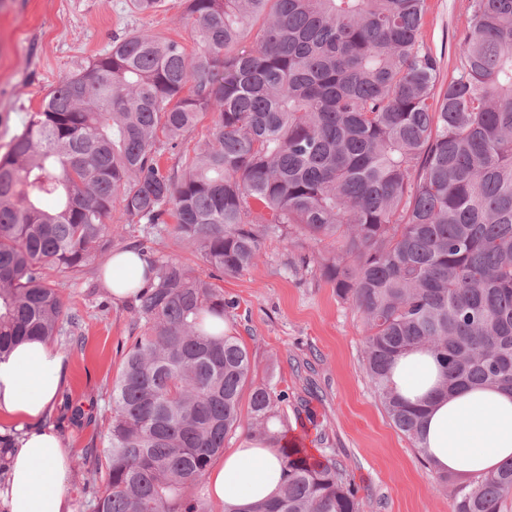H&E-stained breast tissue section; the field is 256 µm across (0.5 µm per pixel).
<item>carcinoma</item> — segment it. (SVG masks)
I'll list each match as a JSON object with an SVG mask.
<instances>
[{"instance_id": "cac0c4a2", "label": "carcinoma", "mask_w": 512, "mask_h": 512, "mask_svg": "<svg viewBox=\"0 0 512 512\" xmlns=\"http://www.w3.org/2000/svg\"><path fill=\"white\" fill-rule=\"evenodd\" d=\"M199 50L132 34L61 79L0 157V361L62 331L67 279L110 242L114 204L171 230L212 272L148 256L134 297L145 334L112 385L95 512H211L201 493L226 437L270 434L286 395L213 323L236 308L218 282L264 240L336 244L321 278L361 313L365 369L419 454L425 409L391 386L416 348L444 388L512 390V0H471L441 79L421 39L427 0H185ZM212 127L170 167L201 114ZM54 270L57 279L47 281ZM281 495L227 512H359L329 458L283 443ZM451 486L452 512H507L512 459Z\"/></svg>"}]
</instances>
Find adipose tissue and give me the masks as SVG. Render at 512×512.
<instances>
[{"instance_id":"obj_1","label":"adipose tissue","mask_w":512,"mask_h":512,"mask_svg":"<svg viewBox=\"0 0 512 512\" xmlns=\"http://www.w3.org/2000/svg\"><path fill=\"white\" fill-rule=\"evenodd\" d=\"M145 263L130 252L114 254L103 273L113 298L125 300L146 286ZM63 357L48 343L18 346L0 362V412L37 421L55 399ZM394 389L426 409L422 446L430 467L469 481L512 458V392L470 386L443 391V368L435 355L416 349L391 370ZM11 478L0 491L9 512H75L65 491L69 459L59 437L36 429L11 455ZM284 461L269 440L246 438L225 453L207 475L212 496L223 506L269 500L282 487Z\"/></svg>"}]
</instances>
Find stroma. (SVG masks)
Listing matches in <instances>:
<instances>
[{"mask_svg": "<svg viewBox=\"0 0 512 512\" xmlns=\"http://www.w3.org/2000/svg\"><path fill=\"white\" fill-rule=\"evenodd\" d=\"M468 4L427 2L421 36L444 65L455 61ZM130 33L195 49L183 0H165L151 13L130 0H0V155L63 77ZM331 249L327 241L267 237L260 260L223 282L225 297L236 302L225 331L255 362L253 383L287 392L280 406L285 428L311 454L331 450L359 489L360 512H451L449 493L393 426L368 381L362 315L311 264ZM63 301L75 323L52 342L65 371L41 424L58 433L69 456L75 512H92L89 491L101 487L105 473L85 464L84 453H106L112 383L124 351L147 326L130 302L114 301L94 266L69 279Z\"/></svg>", "mask_w": 512, "mask_h": 512, "instance_id": "35a3bbf8", "label": "stroma"}]
</instances>
